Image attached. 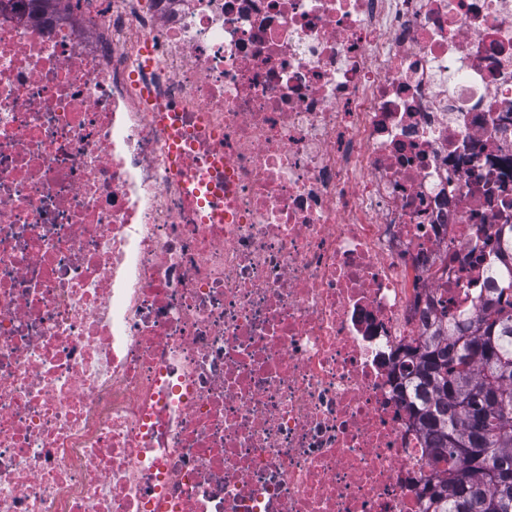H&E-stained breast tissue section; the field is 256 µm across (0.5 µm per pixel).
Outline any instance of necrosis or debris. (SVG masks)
Masks as SVG:
<instances>
[{"instance_id": "4bbe7bcc", "label": "necrosis or debris", "mask_w": 512, "mask_h": 512, "mask_svg": "<svg viewBox=\"0 0 512 512\" xmlns=\"http://www.w3.org/2000/svg\"><path fill=\"white\" fill-rule=\"evenodd\" d=\"M504 224L512 0H0V512H426Z\"/></svg>"}]
</instances>
